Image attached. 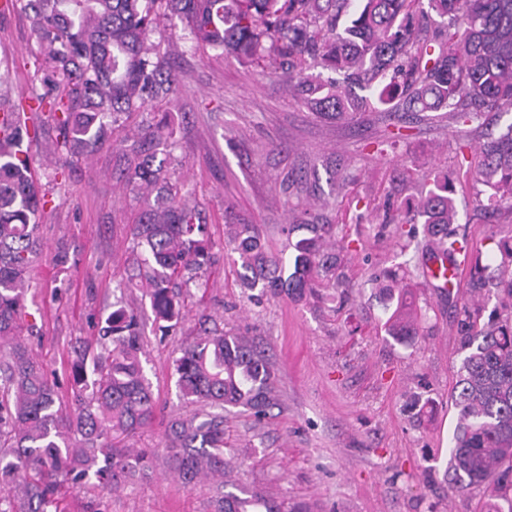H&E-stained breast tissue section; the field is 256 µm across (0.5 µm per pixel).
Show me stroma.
Returning a JSON list of instances; mask_svg holds the SVG:
<instances>
[{
	"mask_svg": "<svg viewBox=\"0 0 512 512\" xmlns=\"http://www.w3.org/2000/svg\"><path fill=\"white\" fill-rule=\"evenodd\" d=\"M35 33L24 12L0 14V61L11 94L38 92ZM169 60L179 92L152 102L131 124L170 113L176 128L172 181L182 183L214 242L215 264L177 333L156 334L150 300L132 260L130 224L141 212L120 175L110 145L73 160L64 173L47 160L44 141L27 142L33 177L48 204L44 244L27 307L35 328L27 342L59 383L72 411L68 355L94 338L99 315L117 297L144 325L140 358L156 400L155 418L131 448H150L155 462L103 497L105 512H214L215 480L185 487L170 468L164 430L170 415L189 411L173 360L199 333L216 327L251 336L274 362L278 405L269 419L224 417V484L302 503L311 512H484L482 488L449 489L444 472L456 413L449 399L461 355L457 317L468 288L445 296L423 282L419 249L401 250L392 220L420 228L415 202L424 174L447 172L459 229L471 250L490 229L512 227V211L488 213L476 181L478 148L489 132L512 124V112H490L460 135L445 112L390 114L369 102L352 122L316 114L281 74L245 67L202 50L177 19L150 38ZM258 224L269 245L287 251L286 224H330L329 250L342 287L322 286L301 301L241 287L224 257V209ZM71 261L55 262L57 244ZM411 291L427 320L400 342L387 333L385 288Z\"/></svg>",
	"mask_w": 512,
	"mask_h": 512,
	"instance_id": "obj_1",
	"label": "stroma"
}]
</instances>
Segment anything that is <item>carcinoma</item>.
<instances>
[{
    "mask_svg": "<svg viewBox=\"0 0 512 512\" xmlns=\"http://www.w3.org/2000/svg\"><path fill=\"white\" fill-rule=\"evenodd\" d=\"M348 23L336 20L352 0H4L0 13L31 17L43 92L0 100V512H62L63 484L111 489L149 468L144 450L126 440L148 426L155 399L138 356L139 315L115 303L93 341L73 346L75 409L57 404V383L23 336L30 272L41 254L37 219L47 200L35 186L24 141L46 128L56 147L88 156L107 142L124 159L123 179L144 195L130 234L145 268L144 291L153 322L166 336L183 320L187 296L178 291L212 261L207 225L170 180L160 149L174 127L164 119L131 135L117 131L133 112L178 93L172 72L148 47L162 9L183 24L199 47L243 65L266 60L285 67L288 84L320 114L353 119L351 89L384 82L376 103L410 112L448 114L458 126L482 125L491 111H512V0H361ZM429 11L441 29L419 37L416 16ZM340 78L329 81L317 69ZM477 174L490 189L487 207L512 209V124L480 151ZM422 255L434 245L452 264L469 266L459 352L450 401L457 413L450 441V484L481 486L487 512H512V231L485 235L496 266L482 264L466 236L450 225L457 211L448 175L433 176L421 194ZM311 236L285 258L258 226L225 213V234L238 255L239 280L273 296L301 301L336 277L326 251L333 225L309 224ZM487 296L496 304L486 312ZM422 315L403 299L388 320L401 341L419 335ZM184 400L205 410L171 417L169 462L184 484L224 474V411L240 408L256 420L277 406V370L253 338L215 329L174 360ZM215 512H309L272 496L218 492Z\"/></svg>",
    "mask_w": 512,
    "mask_h": 512,
    "instance_id": "carcinoma-1",
    "label": "carcinoma"
}]
</instances>
